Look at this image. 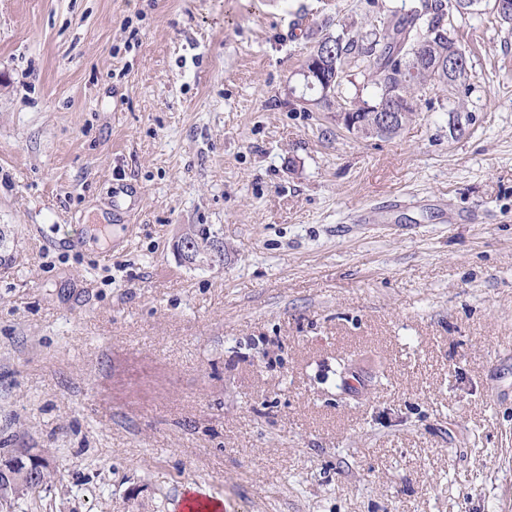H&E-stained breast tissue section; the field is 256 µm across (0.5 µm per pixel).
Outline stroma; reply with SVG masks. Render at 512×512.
I'll return each mask as SVG.
<instances>
[{
	"label": "stroma",
	"instance_id": "1",
	"mask_svg": "<svg viewBox=\"0 0 512 512\" xmlns=\"http://www.w3.org/2000/svg\"><path fill=\"white\" fill-rule=\"evenodd\" d=\"M410 6L0 0L12 512H512V30L456 17L466 111L391 138L300 98ZM48 460L38 453L23 450L10 463L0 464V489L14 496H18L37 485L36 476L45 471L38 482L42 485L50 480Z\"/></svg>",
	"mask_w": 512,
	"mask_h": 512
}]
</instances>
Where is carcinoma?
<instances>
[{
    "mask_svg": "<svg viewBox=\"0 0 512 512\" xmlns=\"http://www.w3.org/2000/svg\"><path fill=\"white\" fill-rule=\"evenodd\" d=\"M481 0H414L411 8L392 25L372 23L354 36L327 34L311 54L321 61V79L313 80L317 103L331 105L340 98L345 65L351 59L368 62L370 99L346 98L341 112H354L369 125L373 113L390 110L398 114L392 137L412 121L422 108H433V90H451L448 111L465 112L470 91L467 50L456 34L449 13L471 14ZM460 61L448 70V61Z\"/></svg>",
    "mask_w": 512,
    "mask_h": 512,
    "instance_id": "carcinoma-1",
    "label": "carcinoma"
}]
</instances>
